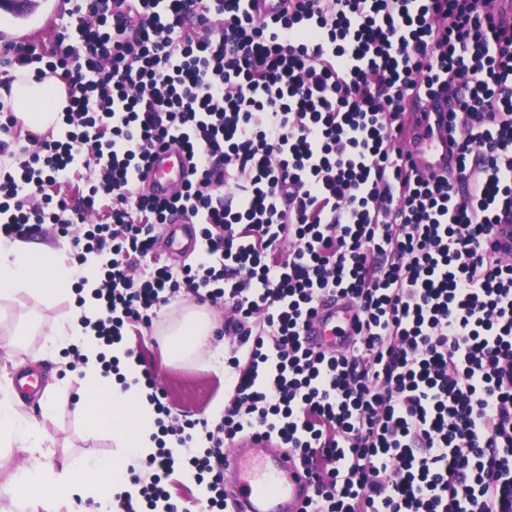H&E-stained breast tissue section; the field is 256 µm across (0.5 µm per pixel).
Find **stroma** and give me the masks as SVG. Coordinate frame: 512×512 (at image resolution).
<instances>
[{
  "instance_id": "obj_1",
  "label": "stroma",
  "mask_w": 512,
  "mask_h": 512,
  "mask_svg": "<svg viewBox=\"0 0 512 512\" xmlns=\"http://www.w3.org/2000/svg\"><path fill=\"white\" fill-rule=\"evenodd\" d=\"M66 9V0H41L29 19H12L6 11L0 10V20H8L9 31L20 40L39 44L54 38ZM195 305V300L189 298L172 299L162 308L153 328L128 326L126 344L141 363L153 371L172 415L212 422L222 414L233 391V375L225 365L229 341L212 336L191 358L171 361L166 356L169 327ZM74 311L75 297L71 294L52 305L23 296L19 301L0 307V389L11 391L9 376L20 366L41 376L42 388L52 402L51 418H44L42 405L35 398L22 407L21 413L29 420L42 423L52 436L47 451L55 463L71 457L108 458L116 450L110 435L90 432L74 415L81 383L78 377L65 375L70 367L67 354H58L53 360L42 356L45 333L57 321L72 316ZM22 325L27 326L29 334L18 342L14 334Z\"/></svg>"
}]
</instances>
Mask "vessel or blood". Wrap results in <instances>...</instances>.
I'll return each instance as SVG.
<instances>
[{
    "instance_id": "b4317fda",
    "label": "vessel or blood",
    "mask_w": 512,
    "mask_h": 512,
    "mask_svg": "<svg viewBox=\"0 0 512 512\" xmlns=\"http://www.w3.org/2000/svg\"><path fill=\"white\" fill-rule=\"evenodd\" d=\"M407 149L428 174L441 173L448 162V136L438 128L430 132L418 129ZM188 170V158L182 151H157L143 188L159 198L172 197L188 180ZM167 238L189 254L200 241L199 229L178 222L170 226ZM355 314V307L345 300L335 298L322 304L317 318L304 332L307 344L337 354L345 333L352 330ZM224 472L236 490L237 512H304L314 490L311 478L293 453L262 435L251 434L231 443L224 452Z\"/></svg>"
}]
</instances>
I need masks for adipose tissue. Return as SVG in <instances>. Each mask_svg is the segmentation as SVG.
<instances>
[{
	"instance_id": "1",
	"label": "adipose tissue",
	"mask_w": 512,
	"mask_h": 512,
	"mask_svg": "<svg viewBox=\"0 0 512 512\" xmlns=\"http://www.w3.org/2000/svg\"><path fill=\"white\" fill-rule=\"evenodd\" d=\"M0 100L17 105L25 126L38 133L58 127L65 105L62 83L36 81L22 69L0 75ZM97 267L93 257L83 265H71L49 246L0 236V300L22 293L51 303L70 293L75 281L85 280L80 316L53 325L42 353L52 357L65 348L80 349L85 361L79 367L82 392L75 413L90 430L111 434L118 446L109 459H66L53 464L43 458L45 429L23 418L14 401L1 400L0 446H16L29 455L25 466L9 472L0 483V497L8 500L14 512L34 504L59 506L76 499L92 501L94 512H114L119 496L135 491L129 476L131 461L156 448L154 406L146 391L134 383L141 375L136 358L126 356L122 344L109 350L120 357L123 373L132 382L129 389H122L114 378L104 375L99 356L106 350L92 327L80 322L81 317L96 315L92 292L97 286Z\"/></svg>"
}]
</instances>
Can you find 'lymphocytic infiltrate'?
<instances>
[{"label": "lymphocytic infiltrate", "instance_id": "lymphocytic-infiltrate-1", "mask_svg": "<svg viewBox=\"0 0 512 512\" xmlns=\"http://www.w3.org/2000/svg\"><path fill=\"white\" fill-rule=\"evenodd\" d=\"M69 2L50 46L0 45L1 68L70 89L55 136L0 101V156H24L0 170V235L82 225V254L106 258L105 344L184 293L231 311L237 350L204 455L158 446L121 512H180L179 463L223 506L224 446L253 432L313 477L307 512H512V256L492 242L512 225V0H281L270 22L255 0ZM439 97L457 157L429 178L402 145L406 104ZM170 147L198 178L160 200L136 177ZM178 216L200 260L135 277ZM331 295L359 312L339 355L302 336ZM142 379L161 433L191 442L196 421Z\"/></svg>", "mask_w": 512, "mask_h": 512}]
</instances>
